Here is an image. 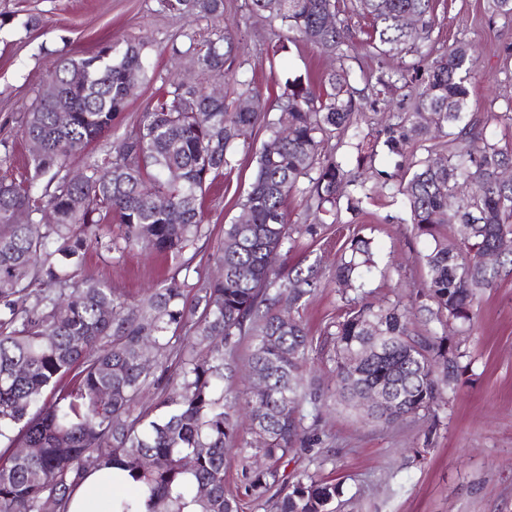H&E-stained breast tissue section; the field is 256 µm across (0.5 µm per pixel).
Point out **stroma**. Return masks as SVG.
Returning <instances> with one entry per match:
<instances>
[{"label":"stroma","mask_w":512,"mask_h":512,"mask_svg":"<svg viewBox=\"0 0 512 512\" xmlns=\"http://www.w3.org/2000/svg\"><path fill=\"white\" fill-rule=\"evenodd\" d=\"M249 4L227 0L224 20L242 35L236 68L253 78L268 108L276 107L288 79L302 76L321 87L337 65L335 57L301 41L273 57L280 25L253 15ZM205 26L202 20L162 12L159 0H0V142L13 154L8 176L19 179L28 172L21 118L60 60L110 42L150 41L145 83L111 129L87 152L72 157L70 168L77 173L87 154L118 151L162 82L185 76L186 64L173 56L172 48L183 44L186 33ZM457 41L478 51L471 100L477 115L488 116L489 132L503 139L507 129L493 116L512 100V25L491 22L486 0H435L432 56ZM267 137L266 128L257 127L238 151L236 170L206 191L207 235L197 242L192 262L203 276L222 273L216 252L224 226L240 213L256 154ZM402 213L398 197L365 201L360 213L342 211L340 223L320 225L316 236H301L296 249L278 254L275 266L287 275L316 262L332 269L345 240L356 233L386 270L367 278V290L378 297L391 291L415 296L424 284L422 256L433 240L416 236L411 225L396 223ZM86 269L124 294L138 296L170 275L172 262L139 247L107 262L88 254ZM345 309L334 287L318 289L299 309L314 338L306 368L328 399L319 410H307L305 425L314 440L291 455L286 475L306 471L341 482L336 512H512V263L504 264L494 286L481 293L474 328L459 339L458 378L425 415L383 424L368 420L361 408L335 400L336 367L324 331ZM416 450L421 453L417 459L412 456Z\"/></svg>","instance_id":"1"}]
</instances>
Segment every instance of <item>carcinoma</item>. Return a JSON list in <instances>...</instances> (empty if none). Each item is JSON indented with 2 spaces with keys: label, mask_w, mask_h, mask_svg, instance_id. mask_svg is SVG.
Wrapping results in <instances>:
<instances>
[{
  "label": "carcinoma",
  "mask_w": 512,
  "mask_h": 512,
  "mask_svg": "<svg viewBox=\"0 0 512 512\" xmlns=\"http://www.w3.org/2000/svg\"><path fill=\"white\" fill-rule=\"evenodd\" d=\"M159 2L179 17L209 21L206 33L186 35L182 51L196 77L162 82L122 150L89 156L85 180L73 182L71 157L111 129L146 79L147 42L66 59L24 117L29 173L19 182L0 179V512H43L50 503L67 512L90 458L128 469L148 495L149 512H182L189 502L200 512H243L225 483L238 402L224 395V378L245 340L249 368L265 383L246 404L255 451L274 461L248 473L246 495L270 512H331L338 485L308 473L290 481L277 467L311 440L302 405L321 401L303 390L313 337L282 308L326 286L317 264L292 280L267 265L269 253L316 231V224L288 223L285 200L300 196L321 224L336 217L342 197L358 211L392 183L406 203L403 223L433 239L424 256L428 280L415 298L421 327L398 296L363 301L358 269L370 273L377 264L369 243L354 236L333 280L356 297L327 330L336 393L357 399L377 386L394 414L415 417L432 411L457 379L461 353L448 346V331L472 325L480 291L499 276L481 257L512 235V180L498 177L512 167V150L471 112L477 62L468 43H454L429 64H390L397 55H423L433 0H358L377 61L373 103L387 107L400 91L411 99L408 111L367 131L354 83L368 77L353 65L336 0H250L252 13L285 27L273 52L301 39L338 66L322 94L300 76L286 82L240 216L224 225L223 274L190 285L194 256L187 252L205 235V184L235 169L239 146L267 109L248 78L235 80L230 100L206 86L235 71L240 38L220 27L224 0ZM489 9L490 19L512 23V0H489ZM432 133L444 141L417 156L414 147ZM380 144L392 173L375 169ZM341 147L370 173L360 178L345 169L336 158ZM47 210L54 220L45 224ZM138 246L175 260L172 275L140 298L85 273L88 252L110 259ZM151 387L162 394L155 408L142 405ZM368 409L377 420L394 415Z\"/></svg>",
  "instance_id": "1"
}]
</instances>
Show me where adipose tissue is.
Masks as SVG:
<instances>
[{
    "label": "adipose tissue",
    "mask_w": 512,
    "mask_h": 512,
    "mask_svg": "<svg viewBox=\"0 0 512 512\" xmlns=\"http://www.w3.org/2000/svg\"><path fill=\"white\" fill-rule=\"evenodd\" d=\"M133 483L126 472L108 464L90 468L74 491L68 512H122L120 500L132 497L134 512H148L145 498L132 494Z\"/></svg>",
    "instance_id": "adipose-tissue-1"
}]
</instances>
